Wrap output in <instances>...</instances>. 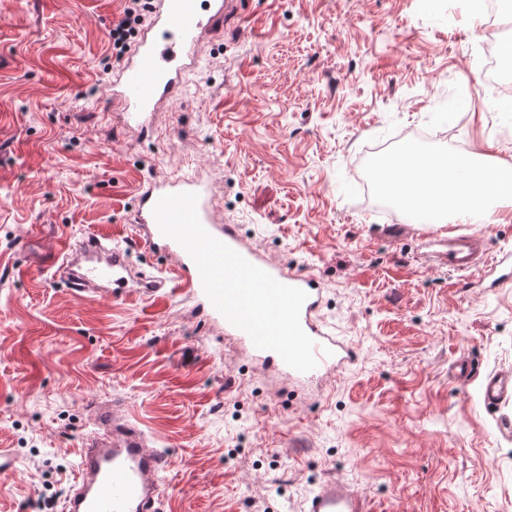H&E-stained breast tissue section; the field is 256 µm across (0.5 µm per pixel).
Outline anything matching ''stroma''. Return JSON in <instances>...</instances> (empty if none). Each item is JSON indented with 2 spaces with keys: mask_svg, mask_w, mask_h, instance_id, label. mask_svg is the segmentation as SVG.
<instances>
[{
  "mask_svg": "<svg viewBox=\"0 0 512 512\" xmlns=\"http://www.w3.org/2000/svg\"><path fill=\"white\" fill-rule=\"evenodd\" d=\"M125 0H0V512H63L92 402L114 403L171 458L160 512H303L321 485L369 512H512V403L481 382L512 369V281L489 290L438 263L431 237L359 184L401 132L425 151L512 163V112H452L483 23L466 0H233L149 134L112 101L108 30ZM197 172L217 213L278 263L316 276L319 315L359 351L300 390L174 292L74 298L62 238L110 233L136 269L143 184ZM472 372L456 376L459 361Z\"/></svg>",
  "mask_w": 512,
  "mask_h": 512,
  "instance_id": "stroma-1",
  "label": "stroma"
}]
</instances>
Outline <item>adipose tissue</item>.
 I'll use <instances>...</instances> for the list:
<instances>
[{
    "instance_id": "ef3b65f1",
    "label": "adipose tissue",
    "mask_w": 512,
    "mask_h": 512,
    "mask_svg": "<svg viewBox=\"0 0 512 512\" xmlns=\"http://www.w3.org/2000/svg\"><path fill=\"white\" fill-rule=\"evenodd\" d=\"M382 189L394 199L408 197L419 213L451 224L470 218L487 224L512 221V164L506 162L489 174L468 159L425 158L414 143L406 142Z\"/></svg>"
}]
</instances>
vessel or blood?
Returning <instances> with one entry per match:
<instances>
[{
  "label": "vessel or blood",
  "instance_id": "1",
  "mask_svg": "<svg viewBox=\"0 0 512 512\" xmlns=\"http://www.w3.org/2000/svg\"><path fill=\"white\" fill-rule=\"evenodd\" d=\"M226 6V0H156L148 28L112 83V95L128 125L148 128L158 105L180 95L185 73L198 63V38L223 15ZM182 192L197 194L198 218L212 236L280 283L306 292L300 323L316 344L318 365L308 372L288 369L290 379L307 383L356 361V348L336 336L319 317L321 290L317 278L271 263L243 242L236 225L218 223L211 189L196 172L149 184L142 189L134 213L135 223L146 229L141 241L143 248L176 257L175 277L135 271L128 251L118 239L93 234L65 242L60 250L57 271L69 292L78 298L93 294L118 298L134 287L142 297L156 299L163 297L174 279L208 309L212 319L221 320V313L212 308L203 290L197 265L180 244L162 235L153 216L159 198ZM484 244L483 236L476 233L453 235L448 237L438 257L453 269L468 271L486 262ZM224 333L250 346L254 358L280 363L276 352L253 347L250 336L242 329L228 323ZM483 396L486 406L494 409L512 401V371L488 374L483 382ZM168 465L167 453L150 445L138 424L116 419L110 407L98 406L94 430L80 439L78 476L64 502V512H157L158 477ZM305 512H367V508L358 490L330 481L309 496Z\"/></svg>",
  "mask_w": 512,
  "mask_h": 512
}]
</instances>
